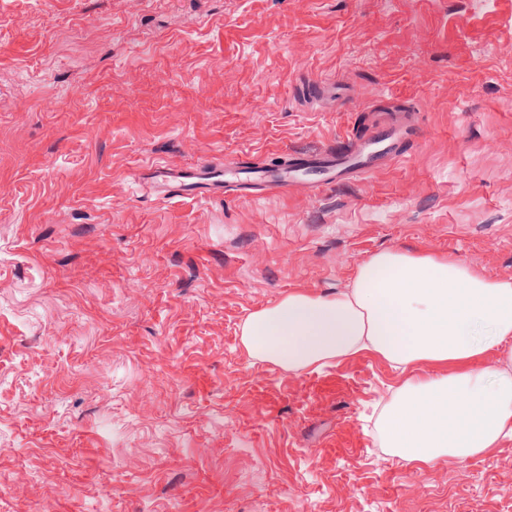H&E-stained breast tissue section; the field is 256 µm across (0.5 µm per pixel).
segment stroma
Segmentation results:
<instances>
[{
	"label": "stroma",
	"mask_w": 512,
	"mask_h": 512,
	"mask_svg": "<svg viewBox=\"0 0 512 512\" xmlns=\"http://www.w3.org/2000/svg\"><path fill=\"white\" fill-rule=\"evenodd\" d=\"M373 107L408 113L402 159L316 195L140 189L339 147ZM393 249L512 279V0H0V512H512L511 441L381 448L380 358L242 345Z\"/></svg>",
	"instance_id": "stroma-1"
}]
</instances>
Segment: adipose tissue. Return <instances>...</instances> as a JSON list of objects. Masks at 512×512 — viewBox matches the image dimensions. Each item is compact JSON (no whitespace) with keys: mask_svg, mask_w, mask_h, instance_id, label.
I'll list each match as a JSON object with an SVG mask.
<instances>
[{"mask_svg":"<svg viewBox=\"0 0 512 512\" xmlns=\"http://www.w3.org/2000/svg\"><path fill=\"white\" fill-rule=\"evenodd\" d=\"M241 341L289 371L371 352L406 372L376 421L381 447L405 462H462L512 440V280L453 256L377 253L348 288L252 312Z\"/></svg>","mask_w":512,"mask_h":512,"instance_id":"ef3b65f1","label":"adipose tissue"}]
</instances>
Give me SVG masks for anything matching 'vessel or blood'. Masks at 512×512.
Returning <instances> with one entry per match:
<instances>
[{"label": "vessel or blood", "mask_w": 512, "mask_h": 512, "mask_svg": "<svg viewBox=\"0 0 512 512\" xmlns=\"http://www.w3.org/2000/svg\"><path fill=\"white\" fill-rule=\"evenodd\" d=\"M365 138L366 149L346 146L299 153L291 156L287 169L275 172L243 167L221 170L207 164L174 173L158 165L154 171L161 180L160 190L189 199L227 194H286L298 187L312 193L336 181L366 175L399 159V152L390 148L379 127H370Z\"/></svg>", "instance_id": "vessel-or-blood-1"}]
</instances>
